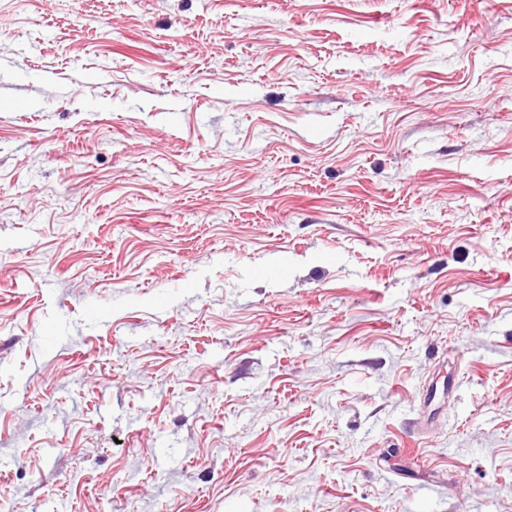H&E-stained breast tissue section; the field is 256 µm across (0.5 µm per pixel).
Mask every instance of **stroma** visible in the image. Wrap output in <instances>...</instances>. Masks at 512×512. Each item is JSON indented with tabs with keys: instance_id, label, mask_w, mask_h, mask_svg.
I'll return each instance as SVG.
<instances>
[{
	"instance_id": "35a3bbf8",
	"label": "stroma",
	"mask_w": 512,
	"mask_h": 512,
	"mask_svg": "<svg viewBox=\"0 0 512 512\" xmlns=\"http://www.w3.org/2000/svg\"><path fill=\"white\" fill-rule=\"evenodd\" d=\"M0 512H512V0H0Z\"/></svg>"
}]
</instances>
